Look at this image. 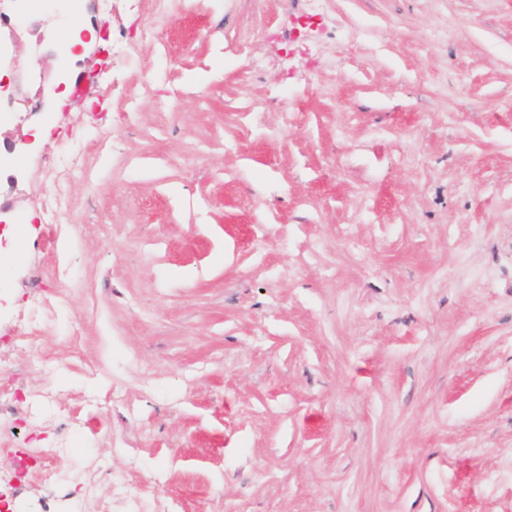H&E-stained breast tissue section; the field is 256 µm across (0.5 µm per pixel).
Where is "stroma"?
Masks as SVG:
<instances>
[{
	"instance_id": "obj_1",
	"label": "stroma",
	"mask_w": 512,
	"mask_h": 512,
	"mask_svg": "<svg viewBox=\"0 0 512 512\" xmlns=\"http://www.w3.org/2000/svg\"><path fill=\"white\" fill-rule=\"evenodd\" d=\"M34 18L0 63L49 76L0 119L13 512H512V0Z\"/></svg>"
}]
</instances>
